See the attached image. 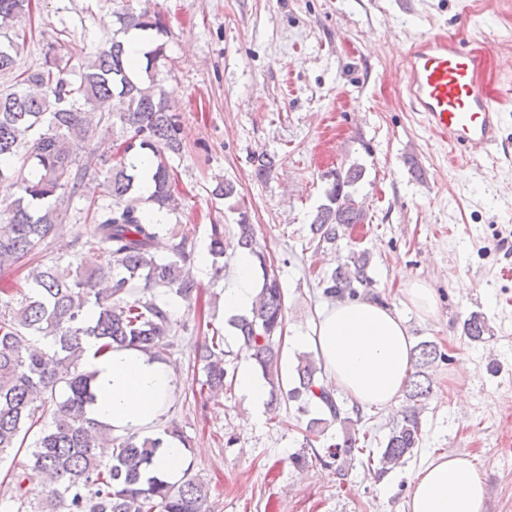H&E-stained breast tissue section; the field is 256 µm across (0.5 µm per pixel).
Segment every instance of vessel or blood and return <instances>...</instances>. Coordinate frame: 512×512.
Masks as SVG:
<instances>
[{"mask_svg":"<svg viewBox=\"0 0 512 512\" xmlns=\"http://www.w3.org/2000/svg\"><path fill=\"white\" fill-rule=\"evenodd\" d=\"M488 62L461 29L410 40L400 92L427 128L447 141L451 165L479 163L500 143L502 101L480 80Z\"/></svg>","mask_w":512,"mask_h":512,"instance_id":"b4317fda","label":"vessel or blood"}]
</instances>
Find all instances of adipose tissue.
I'll return each mask as SVG.
<instances>
[{
    "label": "adipose tissue",
    "mask_w": 512,
    "mask_h": 512,
    "mask_svg": "<svg viewBox=\"0 0 512 512\" xmlns=\"http://www.w3.org/2000/svg\"><path fill=\"white\" fill-rule=\"evenodd\" d=\"M259 281L253 257L238 254L224 290L225 332L248 314ZM312 341L337 387L364 409L397 405L412 365V341L402 315L369 298H356L317 314ZM82 369L91 376L94 399L87 418L110 426L113 435L147 432L177 387L169 364L135 347L98 354L86 339ZM486 487L473 459L444 451L428 457L416 473L408 512H484Z\"/></svg>",
    "instance_id": "1"
}]
</instances>
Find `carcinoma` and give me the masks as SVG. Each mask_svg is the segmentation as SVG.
<instances>
[{"label": "carcinoma", "mask_w": 512, "mask_h": 512, "mask_svg": "<svg viewBox=\"0 0 512 512\" xmlns=\"http://www.w3.org/2000/svg\"><path fill=\"white\" fill-rule=\"evenodd\" d=\"M32 0H0V75L14 70L20 33L15 25L31 15ZM123 33L132 29L166 36L159 13L125 5L118 15ZM165 44L152 40L140 62L131 59L125 42L98 49L73 67L60 42L49 45L36 69L15 76L12 88L0 89V181L18 185V196L0 208V267L12 266L38 254L49 238L60 236L80 187L89 175L79 152L114 125L126 139L122 152L100 158L112 202L88 208L93 223L90 238L72 241L73 252L86 247L101 250V263L91 269L36 263L24 275L28 292L20 301L0 303V461L16 449L27 450V465L41 472L47 490L40 494L24 487V473L5 475L14 485L16 512H209V489L187 467L178 484L150 475L161 441L157 437L112 435V428L90 429L85 406L94 399L90 375L80 370L83 338L98 341V350L137 347L157 358L174 346L178 322L170 296L191 303L198 283L191 274L195 244L186 238L157 256L154 244L159 225L146 222L139 211L135 165L131 155L144 158L152 169L151 201L161 210H176L171 183L175 171L169 156L183 150L179 116L171 112L167 93L155 80ZM327 203L318 207L310 224L317 245L334 246L344 228L363 224L366 211L353 187L362 179L357 164L330 173ZM248 252L261 271L260 291L251 315L239 319L240 350L253 360L269 387L270 407L282 398L319 416L305 426L312 439L340 425L342 442L328 457L344 463L363 453L354 420L341 411L335 389L323 376L322 363L305 353L297 358L293 387L284 389L280 342L284 328V289L275 265L257 243L248 212H239L237 232L224 237V225H210L208 254L218 276L238 250ZM370 256L352 251L319 281L323 294L344 299L369 288ZM473 341L489 333L484 317L474 314L464 323ZM436 343L414 347L415 371L405 385L409 404L391 428L379 458L383 469L396 467L418 448L422 405L431 393L426 369L446 360ZM203 375L201 390L224 393L228 376L219 336L197 348ZM112 444L105 461L95 448Z\"/></svg>", "instance_id": "cac0c4a2"}]
</instances>
